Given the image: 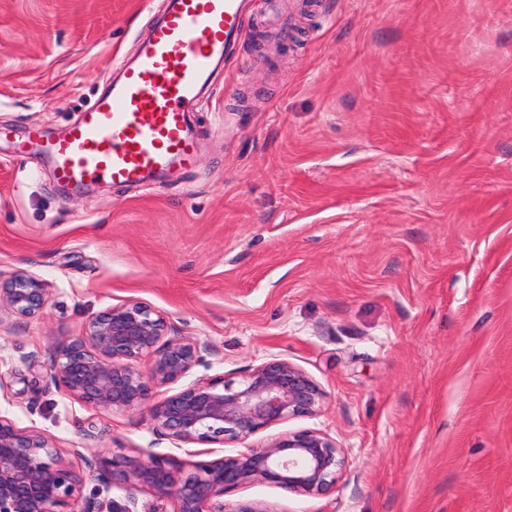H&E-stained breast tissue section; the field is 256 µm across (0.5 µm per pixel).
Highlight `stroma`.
I'll use <instances>...</instances> for the list:
<instances>
[{"label":"stroma","mask_w":512,"mask_h":512,"mask_svg":"<svg viewBox=\"0 0 512 512\" xmlns=\"http://www.w3.org/2000/svg\"><path fill=\"white\" fill-rule=\"evenodd\" d=\"M164 0H0V273L40 316L0 312V414L67 449L187 460L146 408L50 381L54 340L128 299L207 344L193 378L278 356L347 468L326 494L256 482L273 512H512V0H322L273 70L230 59L190 121L195 163L143 186L64 188L14 143L59 138ZM95 421L96 440L81 428ZM48 302V288L37 277L24 271L7 278L0 274V311L6 307L18 317L30 318L42 313Z\"/></svg>","instance_id":"35a3bbf8"}]
</instances>
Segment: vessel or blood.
I'll return each instance as SVG.
<instances>
[{"label":"vessel or blood","instance_id":"vessel-or-blood-1","mask_svg":"<svg viewBox=\"0 0 512 512\" xmlns=\"http://www.w3.org/2000/svg\"><path fill=\"white\" fill-rule=\"evenodd\" d=\"M160 21L133 59L112 70V87L83 112L69 133L44 139L32 128L15 144L17 155L40 149L58 181L141 182L171 166L192 164L196 145L188 115L209 97L215 68L239 54L251 29L252 0H165ZM263 31L276 60L292 23L288 0H263Z\"/></svg>","mask_w":512,"mask_h":512}]
</instances>
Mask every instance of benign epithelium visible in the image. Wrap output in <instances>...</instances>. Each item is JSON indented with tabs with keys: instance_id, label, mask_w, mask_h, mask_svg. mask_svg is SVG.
<instances>
[{
	"instance_id": "7a95c632",
	"label": "benign epithelium",
	"mask_w": 512,
	"mask_h": 512,
	"mask_svg": "<svg viewBox=\"0 0 512 512\" xmlns=\"http://www.w3.org/2000/svg\"><path fill=\"white\" fill-rule=\"evenodd\" d=\"M49 292L24 271L0 276V308L30 318L44 311ZM165 316L128 299L93 316L80 335L55 343L49 378L70 397L103 409H134L153 400L154 433L176 448L244 440L290 419L317 415L325 394L296 364L271 358L235 383L222 376L199 378L152 398L149 383L175 384L204 361L207 345L168 334ZM185 471L170 459L116 453L96 469L99 479L137 491L147 488L174 503L173 512H270L250 502L226 508L224 493L254 482L288 492L323 494L345 472V452L320 430L278 435L262 446L218 455ZM84 472L65 462L62 450L41 432L0 415V512H96L80 496Z\"/></svg>"
}]
</instances>
